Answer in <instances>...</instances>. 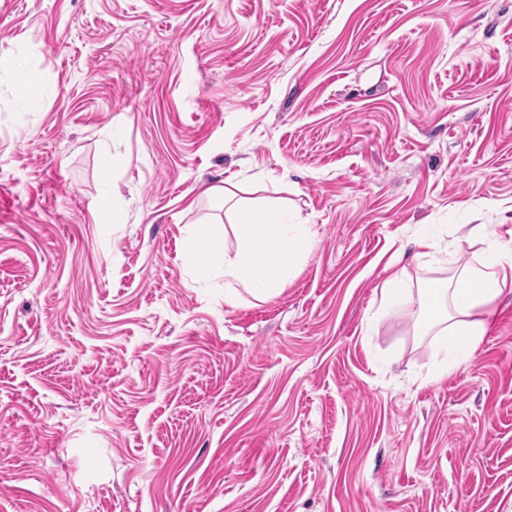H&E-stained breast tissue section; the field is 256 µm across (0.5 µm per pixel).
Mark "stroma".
<instances>
[{"label":"stroma","instance_id":"stroma-1","mask_svg":"<svg viewBox=\"0 0 512 512\" xmlns=\"http://www.w3.org/2000/svg\"><path fill=\"white\" fill-rule=\"evenodd\" d=\"M0 512H512V291L475 357L394 311L414 237H512V0H0ZM310 225L197 281L206 190ZM233 188L234 184H225L211 189L224 205L235 239L233 255L223 248L221 240L198 230L191 237L190 260L200 277L224 276L225 303L242 298L239 288L255 300L266 301L282 289L312 248L313 234L307 224L294 221L287 207L254 208ZM255 218L261 222H254ZM257 226L267 230L266 237L253 233ZM405 285L404 269H395L389 279L386 281L384 288L381 289V313L379 320L385 322L390 314L392 306L402 296L407 295L409 288H403Z\"/></svg>","mask_w":512,"mask_h":512}]
</instances>
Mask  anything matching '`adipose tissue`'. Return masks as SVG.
<instances>
[{"mask_svg":"<svg viewBox=\"0 0 512 512\" xmlns=\"http://www.w3.org/2000/svg\"><path fill=\"white\" fill-rule=\"evenodd\" d=\"M212 193L224 207L235 249L226 251L221 240L196 231L189 251L194 270L202 277L223 276L226 302L245 294L258 301L273 298L312 248L309 226L295 222L284 206L254 208L232 186L213 188ZM449 263L451 275L439 287L417 291L420 331H437L451 360L450 366L429 370L430 382L474 358L487 333L490 304L512 288L511 245L489 241L480 253L469 258L456 253Z\"/></svg>","mask_w":512,"mask_h":512,"instance_id":"adipose-tissue-1","label":"adipose tissue"}]
</instances>
